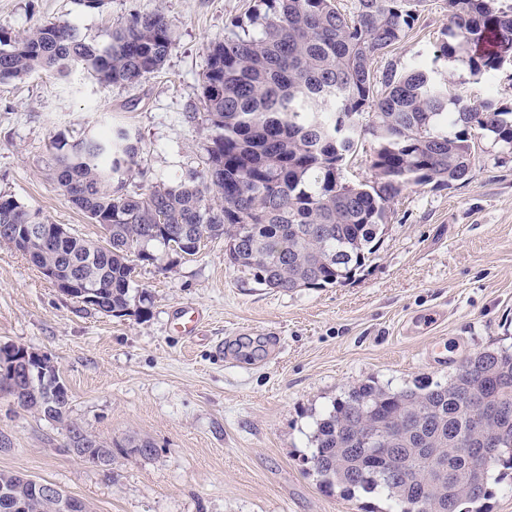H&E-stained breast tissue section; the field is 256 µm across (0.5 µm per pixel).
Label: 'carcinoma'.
I'll use <instances>...</instances> for the list:
<instances>
[{
	"mask_svg": "<svg viewBox=\"0 0 512 512\" xmlns=\"http://www.w3.org/2000/svg\"><path fill=\"white\" fill-rule=\"evenodd\" d=\"M417 0H354L350 14L336 0H258L248 21L233 20L209 48L202 74L203 121L210 131L202 170L170 186L130 189L140 168L139 134L117 127L72 143L54 135L46 171L64 197L100 225L109 247L75 234L53 256L32 264L77 271L85 287L112 299L113 316L130 302L150 301L136 263L171 265L190 245L224 239L228 267L281 292L326 288L355 275L375 253L389 203L411 184L450 187L475 161L473 133L512 146V109L493 95L477 105L448 86L427 62L410 70L390 64L374 74L376 57L399 43L415 21ZM450 26L433 60L464 56L472 76L497 70L512 54V5L498 0H446ZM173 43L160 13L137 14L103 47L69 22L36 23L25 35L0 31V83L35 72L68 76L80 67L101 82L133 84L158 71ZM372 113L367 131L352 117ZM376 144L373 180L344 177L364 134ZM39 213L0 196V225L22 230ZM15 403L66 426L64 451L89 463L112 456V442L69 418L65 382L24 386ZM509 409L493 415L491 405ZM501 438L481 453L484 434ZM311 457L320 485L382 492L391 512H482L489 480L512 470V351L466 360L448 383L392 391L362 384L333 404L313 435ZM127 452L148 457L150 441L130 439ZM396 455L424 486L396 481L386 459ZM480 473L481 488L470 486ZM32 485L0 472V512L17 495L29 512H59Z\"/></svg>",
	"mask_w": 512,
	"mask_h": 512,
	"instance_id": "carcinoma-1",
	"label": "carcinoma"
}]
</instances>
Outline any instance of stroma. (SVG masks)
I'll return each mask as SVG.
<instances>
[{"label":"stroma","mask_w":512,"mask_h":512,"mask_svg":"<svg viewBox=\"0 0 512 512\" xmlns=\"http://www.w3.org/2000/svg\"><path fill=\"white\" fill-rule=\"evenodd\" d=\"M256 0H0V29L74 23L104 44L134 14L174 31L162 68L109 85L83 69L0 83V195L89 240L99 225L47 180L51 136L76 140L124 125L140 136L131 187L201 170L209 132L201 78L211 42ZM405 38L375 59L410 68L449 26L445 0H419ZM451 94L476 103L494 84L512 106V57L490 79L440 60ZM377 252L346 283L278 292L224 262V242L168 269L142 263L147 311L102 315L60 294L19 252L0 246V343L48 355L72 396L69 416L112 440V471L64 452L61 424L0 399V471L55 484L91 512H388L377 494L321 487L308 458L317 422L363 383L399 390L444 384L467 359L512 349V147L480 137L467 180L409 185L389 205ZM199 313L192 337L175 330ZM138 436L150 457L127 453Z\"/></svg>","instance_id":"stroma-1"}]
</instances>
